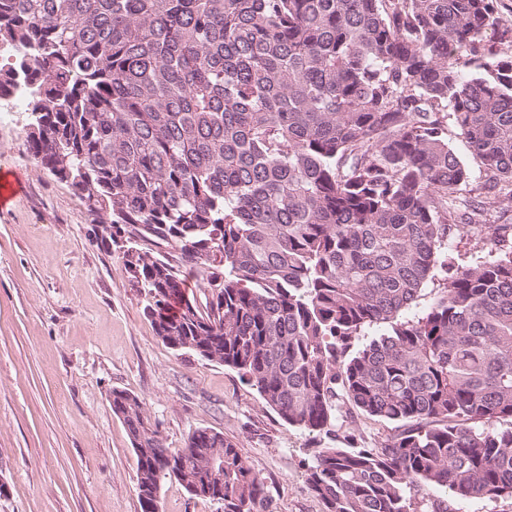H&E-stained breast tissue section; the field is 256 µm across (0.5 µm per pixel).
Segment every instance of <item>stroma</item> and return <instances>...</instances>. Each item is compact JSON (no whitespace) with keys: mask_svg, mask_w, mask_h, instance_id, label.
I'll use <instances>...</instances> for the list:
<instances>
[{"mask_svg":"<svg viewBox=\"0 0 512 512\" xmlns=\"http://www.w3.org/2000/svg\"><path fill=\"white\" fill-rule=\"evenodd\" d=\"M24 117L0 125V168L25 177L0 209V512H141L115 388L143 402L169 447L199 427L223 433L263 478L266 512H323L307 470L343 439L289 427L237 371L161 342L120 251L29 154Z\"/></svg>","mask_w":512,"mask_h":512,"instance_id":"1","label":"stroma"}]
</instances>
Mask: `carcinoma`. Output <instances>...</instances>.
<instances>
[{"label": "carcinoma", "instance_id": "carcinoma-1", "mask_svg": "<svg viewBox=\"0 0 512 512\" xmlns=\"http://www.w3.org/2000/svg\"><path fill=\"white\" fill-rule=\"evenodd\" d=\"M497 0H0V98L23 82L27 150L106 224L176 353L242 374L288 426L397 424L324 448L323 512L512 498V42ZM461 138L485 178L483 199ZM490 260L463 264L456 235ZM172 249L169 254L162 246ZM196 270L185 295L182 268ZM433 301L408 311L429 285ZM141 512L167 479L261 512L220 432L166 445L111 392ZM498 27L489 30L486 34L485 44L498 47L503 31L509 30L508 36L512 40V0H497ZM453 148L459 158L468 166L473 168V178L472 182L470 183L469 187L467 188V191L463 192L462 196L464 199H471V198H477L483 193V184H484V178L479 173V170L476 166L475 161L473 160L470 151L467 149L464 142H462L460 139L453 138L452 141ZM469 190V191H468ZM396 424L367 416H359L353 425L352 433L354 435V443L351 446L356 448H371L377 445L382 439L395 433Z\"/></svg>", "mask_w": 512, "mask_h": 512}]
</instances>
